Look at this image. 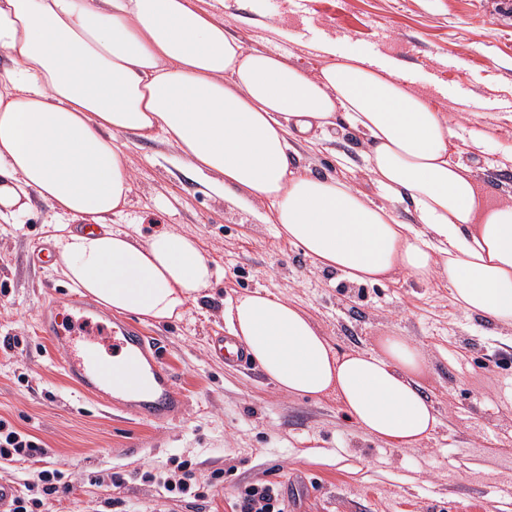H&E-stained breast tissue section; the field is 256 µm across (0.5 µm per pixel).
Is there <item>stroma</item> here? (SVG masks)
I'll return each mask as SVG.
<instances>
[{
    "label": "stroma",
    "mask_w": 512,
    "mask_h": 512,
    "mask_svg": "<svg viewBox=\"0 0 512 512\" xmlns=\"http://www.w3.org/2000/svg\"><path fill=\"white\" fill-rule=\"evenodd\" d=\"M212 7L246 47L276 50L307 72L322 63L314 44L334 40L343 56L387 55L462 136L483 133L461 160L502 197L512 195V0H191ZM133 181L113 228L143 240L160 230L194 236L218 275L181 319L139 323L161 340L187 402L160 426L96 406L65 378L37 322L73 286L40 263L54 211L41 199L16 223L0 221V418L38 437V461H0V481L19 484L41 469L70 482L41 495L36 512H232L239 490L271 482L287 512H512V328L495 329L456 305L444 279L405 274L353 284L315 268L249 205L203 192L166 143L119 135ZM365 146L353 131H329L300 147L301 164L372 191ZM345 154L349 168L336 163ZM267 290L294 302L332 347L372 351L404 336L425 356L422 390L439 424L414 448H392L355 431L336 395L302 398L261 368L210 355L227 331L225 310L241 294ZM191 461L205 498H175L154 481ZM125 476L113 486L112 473Z\"/></svg>",
    "instance_id": "35a3bbf8"
}]
</instances>
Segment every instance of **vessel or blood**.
<instances>
[{
	"instance_id": "vessel-or-blood-1",
	"label": "vessel or blood",
	"mask_w": 512,
	"mask_h": 512,
	"mask_svg": "<svg viewBox=\"0 0 512 512\" xmlns=\"http://www.w3.org/2000/svg\"><path fill=\"white\" fill-rule=\"evenodd\" d=\"M90 316L91 309L81 296L69 294L64 304L44 307L38 331L54 344L67 378L98 405L122 410L140 420L165 424L185 409L173 374L156 338L142 335L129 322L104 328L112 340V360L100 356L101 338L81 337L70 323L75 314ZM212 353L247 367L251 361L244 347L233 337L218 335L209 340Z\"/></svg>"
}]
</instances>
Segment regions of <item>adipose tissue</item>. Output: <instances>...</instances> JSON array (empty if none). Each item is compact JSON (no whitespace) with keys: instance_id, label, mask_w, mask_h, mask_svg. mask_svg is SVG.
<instances>
[{"instance_id":"ef3b65f1","label":"adipose tissue","mask_w":512,"mask_h":512,"mask_svg":"<svg viewBox=\"0 0 512 512\" xmlns=\"http://www.w3.org/2000/svg\"><path fill=\"white\" fill-rule=\"evenodd\" d=\"M0 219L33 198L60 216L51 240L84 294L144 322L180 319L215 275L196 241H144L112 229L131 191L119 134L172 146L209 193L263 208L323 270L358 284L396 272L447 280L468 315L512 327V196L493 197L459 160V134L391 60L317 51L314 73L249 49L215 12L189 0H0ZM346 122L364 136L377 197L298 167L297 146ZM405 206L414 217L396 215ZM86 222L73 230L69 221ZM227 317L267 377L288 394L333 393L352 425L392 447L436 428L422 394L428 372L406 337L335 351L310 317L267 291Z\"/></svg>"}]
</instances>
